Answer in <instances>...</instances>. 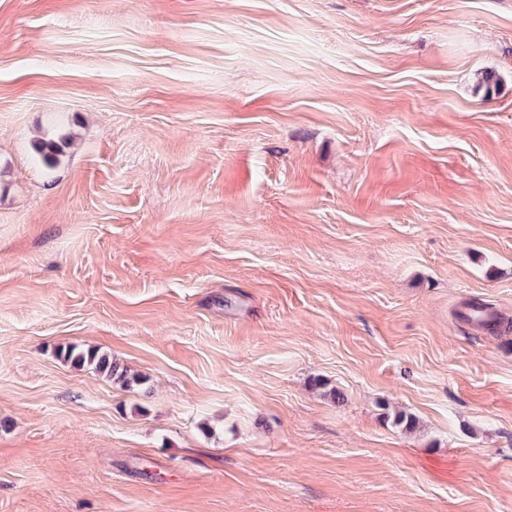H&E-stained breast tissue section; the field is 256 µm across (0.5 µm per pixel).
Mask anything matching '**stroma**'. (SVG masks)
I'll return each instance as SVG.
<instances>
[{"label":"stroma","instance_id":"stroma-1","mask_svg":"<svg viewBox=\"0 0 512 512\" xmlns=\"http://www.w3.org/2000/svg\"><path fill=\"white\" fill-rule=\"evenodd\" d=\"M0 512H512V0H0ZM468 312L461 313V316L467 321L476 320L480 327L494 329L498 325V316L489 311L485 305L480 302H469L467 304ZM61 355L67 362L76 367H90L97 374L103 375L113 382L128 386L131 383L138 382L136 378H129L127 370H120L118 364L105 354H100L96 348H87L77 350L75 347L66 348Z\"/></svg>","mask_w":512,"mask_h":512}]
</instances>
